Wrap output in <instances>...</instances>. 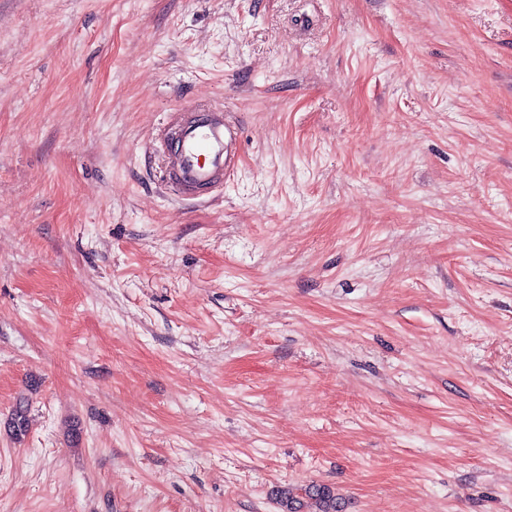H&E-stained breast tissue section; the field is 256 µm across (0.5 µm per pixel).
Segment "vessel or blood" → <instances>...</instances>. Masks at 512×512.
<instances>
[{
  "label": "vessel or blood",
  "instance_id": "b4317fda",
  "mask_svg": "<svg viewBox=\"0 0 512 512\" xmlns=\"http://www.w3.org/2000/svg\"><path fill=\"white\" fill-rule=\"evenodd\" d=\"M236 140V126L222 108L198 105L190 114L174 113L157 145L166 187L191 200L198 190L223 184L237 166Z\"/></svg>",
  "mask_w": 512,
  "mask_h": 512
}]
</instances>
